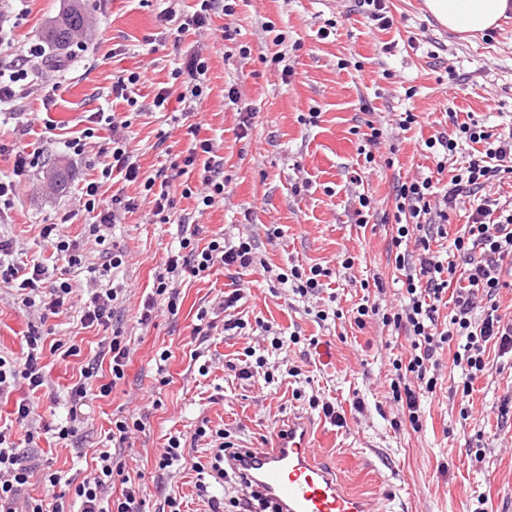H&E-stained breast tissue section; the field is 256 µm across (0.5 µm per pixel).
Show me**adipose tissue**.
Masks as SVG:
<instances>
[{
	"label": "adipose tissue",
	"mask_w": 512,
	"mask_h": 512,
	"mask_svg": "<svg viewBox=\"0 0 512 512\" xmlns=\"http://www.w3.org/2000/svg\"><path fill=\"white\" fill-rule=\"evenodd\" d=\"M429 12L449 31L481 33L512 11V0H425Z\"/></svg>",
	"instance_id": "obj_1"
}]
</instances>
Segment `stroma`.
<instances>
[{
  "instance_id": "1",
  "label": "stroma",
  "mask_w": 512,
  "mask_h": 512,
  "mask_svg": "<svg viewBox=\"0 0 512 512\" xmlns=\"http://www.w3.org/2000/svg\"><path fill=\"white\" fill-rule=\"evenodd\" d=\"M95 18L81 46L49 58L64 62L65 75L52 80L38 76L35 93L0 110V178L13 181L12 206L0 214V238L20 244L24 259L54 265L52 248L41 237L42 225H61L70 239L85 240L84 227L94 214L85 212L81 187L99 178L97 144L75 155L68 143L90 125L98 111L117 110L130 122L129 148L141 177L168 167L175 154L188 148L185 128L170 118L183 86L171 84L169 109L155 111L152 100L173 69L185 66L196 52L207 59V96L197 109L201 136L214 140L224 158L230 194L224 203L197 217L199 237L254 234L267 268L238 273L218 267L209 278L182 285L177 314L157 308L149 324H140L142 302L157 266L178 246L182 214L193 212L194 200L177 198L169 223H158L140 184L111 180L101 187L103 208L113 196L134 198L137 207L122 213L112 242L126 254V263L102 287L120 284L123 299L118 317L130 340L126 379L111 395L86 409L74 442L56 443L45 425L65 418L67 392L81 366L98 354L103 336L98 328L82 327L74 310L82 306V282L74 276L71 310L40 320L23 307L7 284H0V355L21 356L33 325H45L54 338L78 344L81 354L63 358L45 353L46 384L37 408L11 434L26 464L34 469L28 493L45 496L44 473L59 472L73 483L89 476L92 456L107 446L113 416L147 410L144 432L135 434L121 459L130 476H143L148 496L142 512H159L166 494L176 493L185 512H207L199 497L190 451L182 465L158 476L155 457L175 434L191 437L201 421L223 430L239 448H257L269 441L288 415L302 412L314 422L320 455L333 465L354 491L380 498L386 512H474L485 499L487 512H512V419L501 420L499 407L512 396V358L497 349L485 354L487 371L473 383L470 396L456 389V372L444 371L442 384L421 406V430L403 421L392 400V363L407 358L410 343L377 322L357 327L354 310L363 297L387 306L398 305L402 292L395 278L391 225L393 184L407 177H438L447 184L450 172H437L424 142L444 131L455 135V121L475 120L493 133H512V16L488 33L458 35L439 26L421 0H391V29L375 28L359 13L354 0H240L233 17L216 16L211 30L179 33L163 19L166 0H84ZM69 0H0L11 31V54H19L31 39L41 38L47 25L67 9ZM272 22L285 32L289 79L269 63L272 34L262 29ZM332 24L328 39L317 30ZM231 27L224 39L222 27ZM250 55H242L241 47ZM140 71L138 107L112 103V78L122 71ZM236 88L238 106L224 103ZM241 106L252 108L247 137L237 135ZM320 114L317 124L302 122L309 110ZM415 114L410 130H401V113ZM384 129L374 146L373 164L359 153L367 123ZM33 154L32 163L15 165L14 146ZM68 166L73 179L61 194L47 193L43 176L47 160ZM368 195L376 212L366 226L356 222L358 195ZM280 229L267 239L266 225ZM354 257L344 269L346 257ZM294 264L321 265L331 270L326 293L336 298L343 316L319 323L308 305L286 288L271 291L270 269ZM382 288H373V280ZM241 289L235 316L268 322L274 333L300 336L286 351H265L261 374L242 379L228 370L243 358L251 340L222 333L223 312L218 299ZM214 310L211 336L193 335L201 310ZM316 338L318 346L307 343ZM169 350L168 384L157 381L155 358ZM298 377H291V370ZM331 401L342 423L326 418L309 405L310 396ZM468 420H461L460 409ZM35 441H28V432Z\"/></svg>"
}]
</instances>
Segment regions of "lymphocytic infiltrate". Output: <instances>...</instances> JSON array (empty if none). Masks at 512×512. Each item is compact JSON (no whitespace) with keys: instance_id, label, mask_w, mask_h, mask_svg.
Here are the masks:
<instances>
[{"instance_id":"lymphocytic-infiltrate-1","label":"lymphocytic infiltrate","mask_w":512,"mask_h":512,"mask_svg":"<svg viewBox=\"0 0 512 512\" xmlns=\"http://www.w3.org/2000/svg\"><path fill=\"white\" fill-rule=\"evenodd\" d=\"M235 5L228 0H196L195 5L183 7L182 0H169L165 9L166 21L176 23L178 32L209 27L213 15L233 16ZM46 61L45 47L35 43L24 49L9 71H0V105L8 104L24 94H33L31 72ZM98 129L110 130L107 142L109 160L100 174L103 179L123 176L125 181H142L145 197L153 205V212L162 223H169L176 197L196 201L197 213H205L216 203L227 198L228 178L224 173V158L218 155L211 139L199 136V125L187 127L190 144L170 163L169 175L162 179H140L139 165L128 147L125 131L128 123L116 113H96ZM456 136L440 132L425 142L427 151L438 166H445L456 154L460 141L474 143L475 150L465 163L457 167L444 194H437L431 178H411L395 186V212L391 244L395 247V268L402 276L405 290L399 306L380 309L378 304L361 303L356 308L354 322L365 327L368 321L378 320L382 325L405 333L410 341L408 361H395L396 376L390 382L392 398L400 404L402 414L413 430L421 428L420 401L433 393L440 379L442 363L439 352L453 343L457 349L452 366L460 370L464 389H471L473 381L487 371L484 359L488 342H496L502 354L512 355V319L498 313L496 297L507 287L512 276V208L499 204L485 195L490 185L512 178V136L496 135L478 122H461ZM181 192H174V185ZM98 182H88L81 198L87 212L98 213L99 221L85 227V236L102 249L103 261L99 276H108L120 268L126 255L111 248L112 229L123 211L134 209V200L113 196L112 208L100 212ZM474 199L471 222L456 237L453 246L457 260L443 258L431 248L433 239L443 235L448 211L465 199ZM41 233L49 241L64 265L60 277L49 280L48 269L42 263L29 264L14 261L12 241L0 240V282L13 288L15 296L27 308L40 310L42 316L56 315L70 301L73 286L71 271L80 269L83 250L78 241L64 235L59 225H43ZM255 237L226 239L211 238L206 246H199L194 233L183 234L177 249L168 251L157 266L152 291L145 298L140 315L141 323H149L157 306L177 313L181 305L180 283L187 278L203 279L214 267L246 269L264 265ZM466 266L467 284L457 291L448 320H441L440 307L458 264ZM330 269L317 265H292L288 271L277 274L276 281L290 288L294 295L304 299L318 296L323 290L324 278ZM85 302L80 321L84 326H99L105 334L101 340L102 356L109 359L108 381H101L99 369L87 364L79 380L72 385L69 407L64 422L52 426L51 432L59 441L77 438L82 408L87 401L109 396L114 387L126 378L130 358L128 340L116 320L117 305L122 295L119 288L85 286ZM22 356L7 358L0 355V396L12 392L18 385H26L29 397L16 403L17 423H25L34 413L33 396L45 384L41 365L44 349L61 352L62 356L80 355L78 345L59 340L46 343L43 331L31 326ZM145 415L112 419L108 432L110 448L101 450L90 476L75 485L73 494L61 491L62 477L49 472L44 476L51 491L44 497H32L26 490L33 475L32 467L25 465L9 430L0 429V512H140L146 494L145 483L125 475L119 459L132 435L144 431ZM207 441V462H195L198 475L196 488L205 497L210 512H224L226 507L243 508L244 512H269L268 503L257 494L248 498L225 499L214 495L215 486L223 485L229 474L224 469V456L231 450L225 442L223 430H212L208 425L198 426L191 439L169 437L166 446L155 460L158 473L165 474L185 459L187 442ZM120 487V496H113V487Z\"/></svg>"}]
</instances>
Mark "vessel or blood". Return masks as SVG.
<instances>
[{"mask_svg": "<svg viewBox=\"0 0 512 512\" xmlns=\"http://www.w3.org/2000/svg\"><path fill=\"white\" fill-rule=\"evenodd\" d=\"M312 434L310 419L290 415L278 425L271 446L240 449L228 465L277 512H383L376 498L343 487L320 460Z\"/></svg>", "mask_w": 512, "mask_h": 512, "instance_id": "obj_1", "label": "vessel or blood"}]
</instances>
